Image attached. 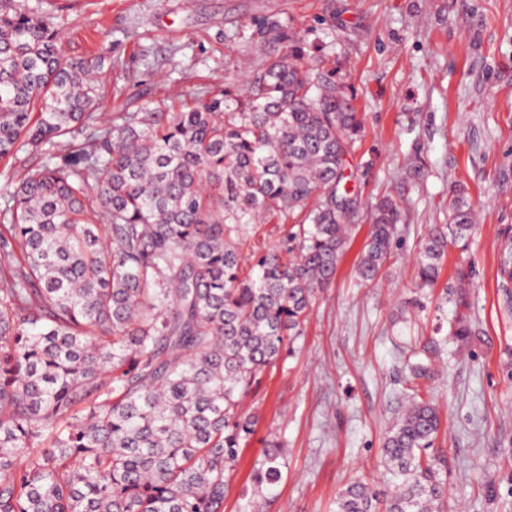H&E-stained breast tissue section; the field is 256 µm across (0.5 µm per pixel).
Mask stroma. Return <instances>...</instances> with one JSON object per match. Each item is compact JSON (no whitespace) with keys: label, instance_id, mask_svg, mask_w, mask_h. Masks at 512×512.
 <instances>
[{"label":"stroma","instance_id":"1","mask_svg":"<svg viewBox=\"0 0 512 512\" xmlns=\"http://www.w3.org/2000/svg\"><path fill=\"white\" fill-rule=\"evenodd\" d=\"M53 15L65 54L106 53L101 111L137 112L188 90L242 83L276 17L323 47L363 122L347 159L361 207L396 200L401 231L380 279L355 269L369 224L358 215L331 288L243 407L258 417L231 473L224 512H335L350 482L387 481L382 444L411 379L445 427L448 512H512V308L499 290L512 229V0H17ZM479 213L468 250L449 249L437 288L415 284L430 225L449 221L454 186ZM468 273L472 334L450 339L443 287ZM281 478L245 490L267 437Z\"/></svg>","mask_w":512,"mask_h":512}]
</instances>
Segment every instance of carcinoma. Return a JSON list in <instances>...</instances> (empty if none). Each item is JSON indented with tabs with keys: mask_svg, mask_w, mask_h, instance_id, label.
Wrapping results in <instances>:
<instances>
[{
	"mask_svg": "<svg viewBox=\"0 0 512 512\" xmlns=\"http://www.w3.org/2000/svg\"><path fill=\"white\" fill-rule=\"evenodd\" d=\"M243 87L143 112H98L106 57H70L55 18L0 0V160L41 168L0 194V512H224L243 410L331 287L358 194L346 156L362 121L336 68L265 19ZM415 267L437 286L476 212L463 188ZM398 204L370 210L360 284L390 258ZM292 223L258 255L243 231ZM500 273L512 304V247ZM450 295L449 335H471ZM437 407L416 387L387 431L388 489L347 485L336 512H445ZM281 475L279 449L256 487Z\"/></svg>",
	"mask_w": 512,
	"mask_h": 512,
	"instance_id": "obj_1",
	"label": "carcinoma"
}]
</instances>
